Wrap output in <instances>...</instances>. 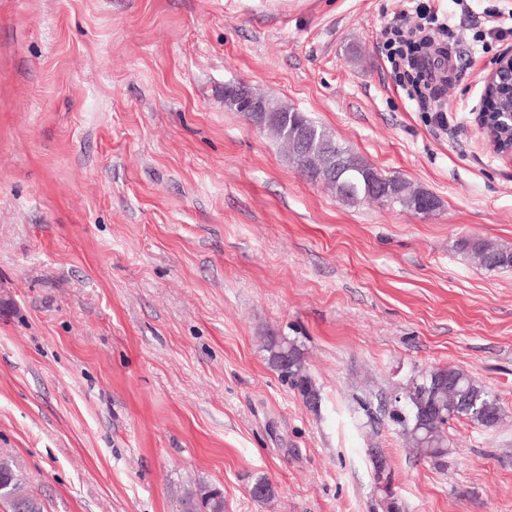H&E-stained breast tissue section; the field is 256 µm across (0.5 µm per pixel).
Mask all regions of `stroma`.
<instances>
[{
  "mask_svg": "<svg viewBox=\"0 0 512 512\" xmlns=\"http://www.w3.org/2000/svg\"><path fill=\"white\" fill-rule=\"evenodd\" d=\"M414 0H0V456L43 512H512V160L477 126L512 0H435L455 74L429 123L387 66ZM249 86L322 126L431 214L344 202L224 103ZM303 354L321 404L268 364ZM496 395L444 460L382 404L420 371ZM268 479L260 502L248 490ZM458 246L471 261L481 267L491 271H512V249L478 238L461 239ZM183 512H224L220 489L200 483L188 489L182 501Z\"/></svg>",
  "mask_w": 512,
  "mask_h": 512,
  "instance_id": "1",
  "label": "stroma"
}]
</instances>
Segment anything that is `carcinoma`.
Listing matches in <instances>:
<instances>
[{"label": "carcinoma", "instance_id": "carcinoma-1", "mask_svg": "<svg viewBox=\"0 0 512 512\" xmlns=\"http://www.w3.org/2000/svg\"><path fill=\"white\" fill-rule=\"evenodd\" d=\"M265 101L276 116V122L268 126V130L297 168H302L303 162L293 149L295 126L304 125L309 129L312 144L328 146V150L312 156L309 164L320 173V181L330 187L339 199L348 203L378 201L403 209H418L423 192L411 188L397 176L382 175L303 113L284 107L270 97ZM384 180L395 185L396 189L388 195L373 194V184ZM458 246L471 261L488 270L512 271V249L478 238L462 239ZM267 351L270 367L298 392L302 400H307L317 391L295 343L285 338H272L268 341ZM444 370L451 377L449 383L426 389L423 387L424 373L421 372L410 380L402 391L399 404L391 406L389 411L390 420L400 427L416 452L431 459L448 456L446 427L449 419L465 417L480 427L493 428L503 416L498 398L485 386L460 368L446 366ZM433 402L441 405V418L425 422L420 429L415 427L413 417L423 414ZM0 480L16 492V497L4 498L13 512H40L36 501L24 493V477L12 461L0 458ZM182 507L183 512H224V496L220 489L200 483L186 491Z\"/></svg>", "mask_w": 512, "mask_h": 512}]
</instances>
